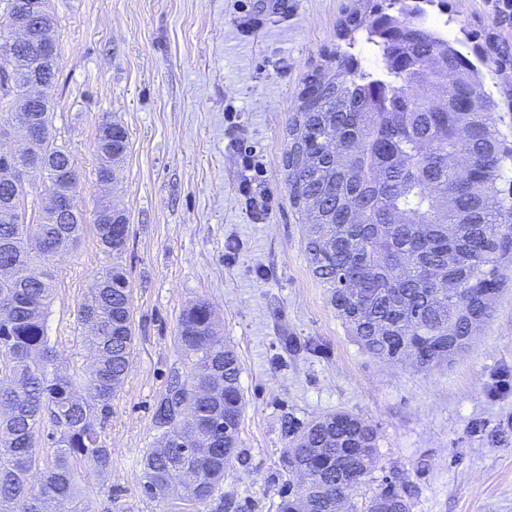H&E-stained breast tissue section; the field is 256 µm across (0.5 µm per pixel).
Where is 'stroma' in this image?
<instances>
[{"mask_svg":"<svg viewBox=\"0 0 512 512\" xmlns=\"http://www.w3.org/2000/svg\"><path fill=\"white\" fill-rule=\"evenodd\" d=\"M354 0H50L59 73L53 131L80 172L76 198L98 192V126L109 116L129 149L112 195L129 219L122 254L93 234L55 258L47 314L51 345L86 368L80 305L96 273L123 267L132 288L133 354L101 439L112 466L84 465L94 512H176L142 491L141 460L155 445L153 412L173 372L189 367L177 342L182 311L211 302L242 365L243 460L204 512H277L297 494L281 456L289 422L348 411L379 432L377 469L350 494L365 503L387 479L411 489L410 512H512V269L472 347L428 370L371 357L329 303L304 251L307 220L282 167L303 78L336 48V24ZM429 17L467 57L487 37L507 47L482 67L485 90L512 89V0H448ZM263 162L269 212L253 221L238 190V157ZM296 351H289V342Z\"/></svg>","mask_w":512,"mask_h":512,"instance_id":"obj_1","label":"stroma"}]
</instances>
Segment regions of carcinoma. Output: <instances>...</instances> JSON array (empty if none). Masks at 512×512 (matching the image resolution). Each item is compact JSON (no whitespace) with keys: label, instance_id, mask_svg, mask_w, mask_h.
<instances>
[{"label":"carcinoma","instance_id":"carcinoma-1","mask_svg":"<svg viewBox=\"0 0 512 512\" xmlns=\"http://www.w3.org/2000/svg\"><path fill=\"white\" fill-rule=\"evenodd\" d=\"M336 39L344 45L303 79L282 158L289 197L308 221L309 266L371 356L424 368L449 362L490 317L512 259V189L502 188L512 142L494 118L499 104L473 62L426 24L418 0H359ZM360 39L374 47L376 65L352 52ZM38 51L31 43L14 58L0 56V124L17 120L19 163L29 159L25 125L18 90L3 78ZM56 80L47 73L46 106L34 113L54 164L72 161L52 132ZM101 127L112 129V156L100 155L96 181L106 176L115 186L128 136L110 118ZM56 185L45 174L38 211L17 224L24 197L12 201L0 180V310L9 312L0 321V512H91L77 466H112L101 429L131 363V285L119 265L97 274L81 304L94 354L88 370H69L48 343L55 280L47 261L77 248L87 228L56 215ZM92 231L104 251H124L126 225L95 220ZM177 340L190 372L173 375L156 403L159 436L144 458L142 487L202 512L239 460L242 367L205 299L183 310ZM288 437V475L306 482L278 512H300L304 500L309 512H354L351 491L378 466L377 429L336 411L288 422ZM364 512H409L405 484L387 482Z\"/></svg>","mask_w":512,"mask_h":512}]
</instances>
